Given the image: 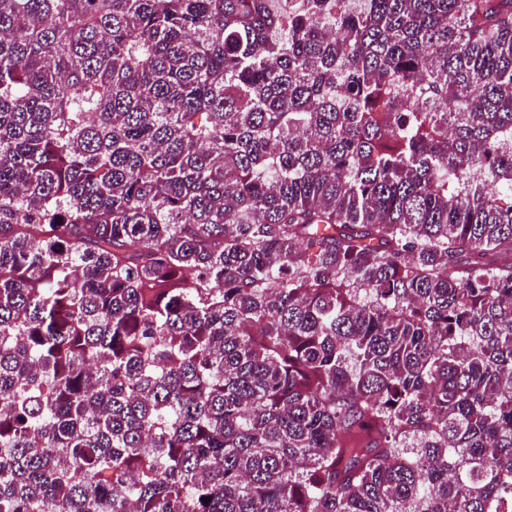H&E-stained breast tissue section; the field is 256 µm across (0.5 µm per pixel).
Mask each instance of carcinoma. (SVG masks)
<instances>
[{"label":"carcinoma","instance_id":"obj_1","mask_svg":"<svg viewBox=\"0 0 512 512\" xmlns=\"http://www.w3.org/2000/svg\"><path fill=\"white\" fill-rule=\"evenodd\" d=\"M0 512H512V0H0Z\"/></svg>","mask_w":512,"mask_h":512}]
</instances>
